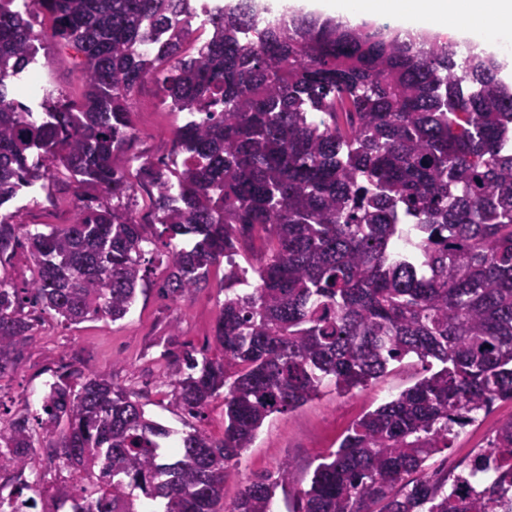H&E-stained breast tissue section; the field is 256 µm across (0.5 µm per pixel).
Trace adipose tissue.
<instances>
[{"instance_id":"ef3b65f1","label":"adipose tissue","mask_w":512,"mask_h":512,"mask_svg":"<svg viewBox=\"0 0 512 512\" xmlns=\"http://www.w3.org/2000/svg\"><path fill=\"white\" fill-rule=\"evenodd\" d=\"M301 7L351 25L374 19L402 29L429 28L473 40L484 51L494 49V34H512V0H303Z\"/></svg>"}]
</instances>
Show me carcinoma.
Masks as SVG:
<instances>
[{"label": "carcinoma", "instance_id": "1", "mask_svg": "<svg viewBox=\"0 0 512 512\" xmlns=\"http://www.w3.org/2000/svg\"><path fill=\"white\" fill-rule=\"evenodd\" d=\"M12 2L0 0V207L47 177L29 162L38 145L116 203L83 204L48 232L0 214V267L23 246L34 265L22 293L0 277V378L23 361L38 315L115 322L149 284L153 240L122 205L134 186L116 155L151 76L200 115L175 134L192 159L179 198L161 167L140 168L172 246L161 293L183 298L227 265L215 328L224 358L184 353L172 396L194 418L224 396V436L173 440L111 379L65 366L34 418L0 415V470L16 480L0 512L37 506L40 485L23 479L37 464V427L47 457L98 471L72 512H142V497L162 500V512H273L278 487L293 483L286 462L222 504L229 462L264 421L327 382L347 394L409 358L423 376L352 423L297 512H512V418L467 474L450 480L426 465L512 401V84L499 60L332 18L259 28L253 0L211 14V37L189 56L188 0H32L86 78L80 111L57 105L44 124L9 90L40 38ZM162 28L150 69L138 45ZM409 224L418 253L395 258ZM256 232L267 254L242 266L239 244Z\"/></svg>", "mask_w": 512, "mask_h": 512}]
</instances>
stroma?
Returning <instances> with one entry per match:
<instances>
[{
	"mask_svg": "<svg viewBox=\"0 0 512 512\" xmlns=\"http://www.w3.org/2000/svg\"><path fill=\"white\" fill-rule=\"evenodd\" d=\"M16 10H28L29 19L41 39L30 68L42 76L38 90L23 96L31 110L55 96L72 109H80L85 77L73 50L46 36L52 21L38 10L27 9L24 0H15ZM183 113L166 97L154 79H146L133 98L130 134L122 146L120 159L129 180L135 181L141 165L166 162L169 172L179 173L188 163L187 154L174 146ZM32 165L46 169L47 179L32 188L21 189L5 206L16 222L38 227H61L72 223L82 195H92L91 187H79L77 177L59 157L44 148L32 150ZM152 187L137 185L128 206L135 219L152 224L156 216L151 205ZM166 275L164 262H157L146 291L138 292L135 305L122 320L96 318L79 324H65L45 315L31 332L26 358L10 374L0 379V400L16 415H35L41 397L56 371L67 365L84 374L111 375L113 381L133 392L143 403L147 416L167 428L185 433L199 428L219 437L224 432V401L215 399L204 418L189 417L172 396L171 381L176 365L174 354L185 351L196 356L222 359L214 342L215 324L224 301L221 289L223 267L211 268L209 285L177 301L161 297L159 286ZM423 374L419 362H411L380 378L355 395L338 396L333 385L322 387L318 396L303 406L268 418L251 448L232 461L224 482V500L232 502L241 490L261 475L276 473L281 463H291L294 482L280 490L274 512H291L300 489L309 484L321 457L337 447L346 429L364 412L376 408ZM512 418V402L501 401L476 425L465 428L450 448L434 455L430 470L447 472L449 465H466L500 422ZM41 498L35 512H57L61 498L79 492L95 481L92 473L76 471L40 459L38 465Z\"/></svg>",
	"mask_w": 512,
	"mask_h": 512,
	"instance_id": "35a3bbf8",
	"label": "stroma"
}]
</instances>
